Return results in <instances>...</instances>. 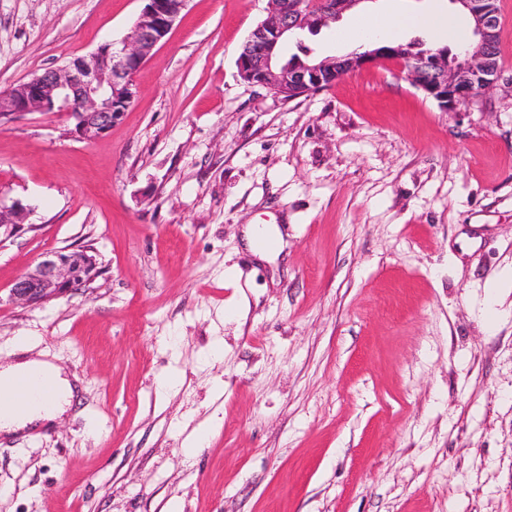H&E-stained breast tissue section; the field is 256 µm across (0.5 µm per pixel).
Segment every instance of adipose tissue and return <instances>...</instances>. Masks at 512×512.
Here are the masks:
<instances>
[{
	"label": "adipose tissue",
	"mask_w": 512,
	"mask_h": 512,
	"mask_svg": "<svg viewBox=\"0 0 512 512\" xmlns=\"http://www.w3.org/2000/svg\"><path fill=\"white\" fill-rule=\"evenodd\" d=\"M414 26L434 29L447 37L455 34L452 19L441 11L425 16L379 12L353 17L343 28L342 37L353 45L369 34L399 36ZM45 381L51 383L53 388L51 396L47 398L38 392ZM77 393V381L66 377L49 360L28 358L0 364V433L14 435L51 425L54 419L71 407Z\"/></svg>",
	"instance_id": "adipose-tissue-1"
}]
</instances>
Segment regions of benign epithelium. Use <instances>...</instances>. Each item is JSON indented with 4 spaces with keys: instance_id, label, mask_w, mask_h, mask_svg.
<instances>
[{
    "instance_id": "7a95c632",
    "label": "benign epithelium",
    "mask_w": 512,
    "mask_h": 512,
    "mask_svg": "<svg viewBox=\"0 0 512 512\" xmlns=\"http://www.w3.org/2000/svg\"><path fill=\"white\" fill-rule=\"evenodd\" d=\"M189 0H147L131 32L118 42L100 45L88 57L76 58L36 75L0 95V123L28 112H63L73 121L71 132L92 141L107 133L136 96L134 75L173 29ZM364 0H269L267 16L250 33L237 60L241 78L285 99L314 91L381 61L372 52L312 59L292 68L279 63L280 45L309 29L318 31L340 19ZM479 39V46L448 60V49L435 58L392 53L401 72L445 112L485 100L502 69L492 47L499 39L496 0H454ZM29 208L19 199L0 197V231L11 235L24 225ZM96 258L85 252H48L22 275L10 292L12 301L36 305L77 289L97 277Z\"/></svg>"
}]
</instances>
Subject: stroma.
Wrapping results in <instances>:
<instances>
[{"label":"stroma","mask_w":512,"mask_h":512,"mask_svg":"<svg viewBox=\"0 0 512 512\" xmlns=\"http://www.w3.org/2000/svg\"><path fill=\"white\" fill-rule=\"evenodd\" d=\"M451 52L472 41L453 0ZM145 0H0V92L123 39ZM503 76L442 111L383 61L291 100L237 58L268 0H189L84 141L0 125V363L19 338L81 380L0 440V512H512V0ZM277 225L276 262L247 225ZM99 276L11 301L52 250ZM171 380L162 390L163 380ZM209 430L200 448L192 440ZM29 208L21 200L14 199L7 204L0 195V242L3 234L10 236L17 228L24 225Z\"/></svg>","instance_id":"1"}]
</instances>
